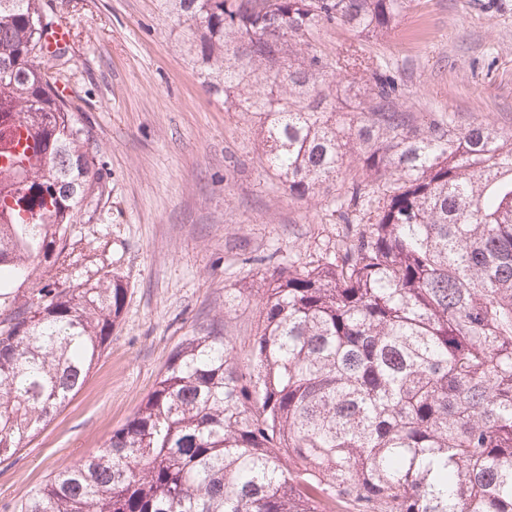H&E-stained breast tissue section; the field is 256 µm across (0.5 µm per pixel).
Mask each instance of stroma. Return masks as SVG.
I'll use <instances>...</instances> for the list:
<instances>
[{"mask_svg": "<svg viewBox=\"0 0 512 512\" xmlns=\"http://www.w3.org/2000/svg\"><path fill=\"white\" fill-rule=\"evenodd\" d=\"M67 28L53 65L85 99L107 191L98 219L74 225L76 274L106 264L127 285L112 339L82 388L0 462V512H21L35 490L95 452L139 409L173 349L224 317L245 363L258 301L224 298L275 265L302 268L342 231L323 195L288 196L247 115L207 86L197 50L163 0H47ZM310 41L323 58L357 51L395 77L421 117L512 129V0H404L392 29L364 39L336 27Z\"/></svg>", "mask_w": 512, "mask_h": 512, "instance_id": "1", "label": "stroma"}]
</instances>
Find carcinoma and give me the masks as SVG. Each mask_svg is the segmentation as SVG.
Here are the masks:
<instances>
[{
    "instance_id": "obj_1",
    "label": "carcinoma",
    "mask_w": 512,
    "mask_h": 512,
    "mask_svg": "<svg viewBox=\"0 0 512 512\" xmlns=\"http://www.w3.org/2000/svg\"><path fill=\"white\" fill-rule=\"evenodd\" d=\"M173 2L290 197L356 156L327 200L346 232L237 290L261 301L245 365L221 319L185 337L134 416L24 512H512V130L420 119L382 67L308 40L378 37L403 0ZM52 29L43 0H0V458L82 386L127 292L105 265L70 272L105 182L84 98L48 78ZM329 67L367 75L345 137Z\"/></svg>"
}]
</instances>
